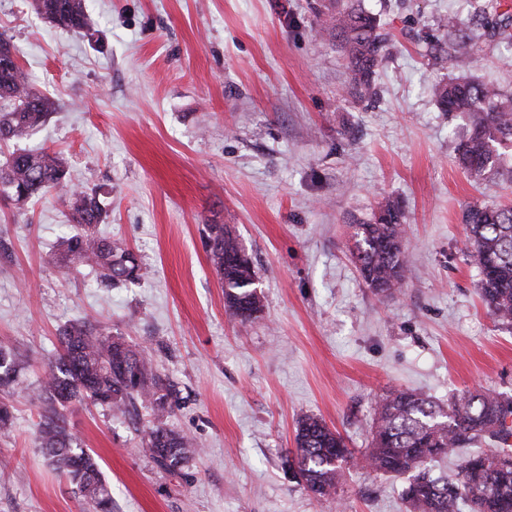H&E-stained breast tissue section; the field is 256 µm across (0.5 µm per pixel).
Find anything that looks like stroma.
<instances>
[{
    "label": "stroma",
    "mask_w": 512,
    "mask_h": 512,
    "mask_svg": "<svg viewBox=\"0 0 512 512\" xmlns=\"http://www.w3.org/2000/svg\"><path fill=\"white\" fill-rule=\"evenodd\" d=\"M326 2L87 0L89 29L66 31L32 0H0V33L54 103L23 147L60 153L72 185L97 193L101 232L147 271L112 287L65 272L50 257L76 230L67 201L0 200V340L29 356L0 432V512H84L39 447L42 409L28 399L76 319L152 354L176 390L167 426L200 449L170 473L141 451L146 408L70 407L114 512H404L405 479L356 465L336 495L313 497L285 464L297 419L322 418L357 457L386 393L512 397V329L477 294L463 223L467 206L512 204V182L458 166L465 121L432 93L457 74L431 51L440 18L489 0H362L388 37L371 102L346 95L344 60L315 36ZM476 57L472 75L512 94V47L487 40ZM381 194L403 208L409 260L389 298L349 255ZM212 224L252 260L264 303L252 323L225 312Z\"/></svg>",
    "instance_id": "stroma-1"
}]
</instances>
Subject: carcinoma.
<instances>
[{"label": "carcinoma", "instance_id": "cac0c4a2", "mask_svg": "<svg viewBox=\"0 0 512 512\" xmlns=\"http://www.w3.org/2000/svg\"><path fill=\"white\" fill-rule=\"evenodd\" d=\"M37 12L65 29L87 27L86 0H34ZM491 12L467 23L450 15L441 21L448 36L445 60L460 75L433 88L445 112L468 120V131L457 145L459 163L476 179L499 174L512 152V95L496 85L469 76L474 47L490 36L512 44V19ZM319 38L336 43L349 74L346 94L355 99L377 95L374 75L382 62L387 37L379 19L354 0H336V12L321 23ZM52 101L29 91L10 37L0 34V143L18 141L47 120ZM0 191L17 204L48 192L68 199L72 222L80 232L58 238L53 263L60 269L81 265L100 272L111 285L135 283L142 267L136 254L118 241L98 234L103 209L95 193L69 188L63 159L48 149L17 151L0 159ZM399 202L383 196L370 224L352 225L356 240L354 264L377 295L393 293L405 277V228ZM467 259L479 273L478 293L495 320L512 325V206H470ZM209 259L224 282V308L244 324L262 311V301L250 287L252 265H230L226 258L240 250L224 226H210ZM22 355L0 341V392L8 395L15 384ZM174 386L146 350H135L117 336L104 334L80 321L59 333V350L47 376L31 395L43 408L38 439L49 465L75 487L89 512H113L112 492L95 456L72 438L65 411L89 400L126 412L147 403L154 424L142 440L141 451L167 472L181 470L198 453L194 441L168 429ZM512 398L492 392H464L439 403L413 390H398L375 402L371 439L363 455L369 468L392 477H406L402 496L407 512H512V451L504 448L512 427ZM294 456L288 468L306 489L329 497L345 476L343 463L351 460L341 434L324 420L305 415L295 428ZM460 460L455 483L434 474L430 463ZM336 465H331V462Z\"/></svg>", "mask_w": 512, "mask_h": 512}]
</instances>
